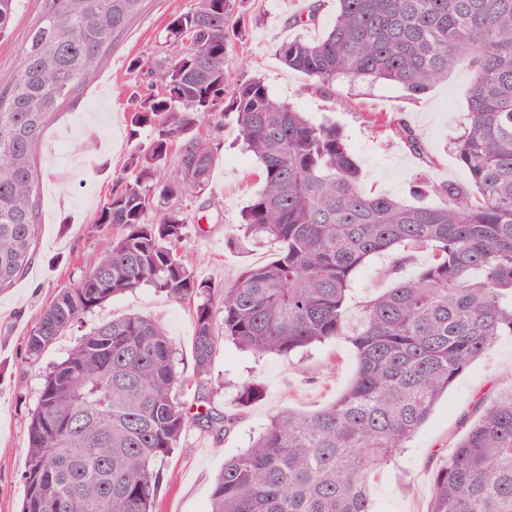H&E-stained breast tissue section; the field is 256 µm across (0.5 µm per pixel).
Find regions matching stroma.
Returning a JSON list of instances; mask_svg holds the SVG:
<instances>
[{
  "label": "stroma",
  "mask_w": 512,
  "mask_h": 512,
  "mask_svg": "<svg viewBox=\"0 0 512 512\" xmlns=\"http://www.w3.org/2000/svg\"><path fill=\"white\" fill-rule=\"evenodd\" d=\"M192 2L145 0L141 13L113 41L97 73L77 98L52 115L39 141L42 225L37 255L14 288L0 293V512H19L24 497L28 413L38 402L42 373L65 356L85 329L125 315L154 320L177 349V369L187 380L183 400L193 403L197 394L191 307L148 286L86 314L82 325L59 336L37 364L22 361L26 333L43 309L112 242L111 233L90 232L87 222L125 171L132 148L130 90L147 88L152 62L173 54L163 30L172 15L188 10ZM240 11L246 36L228 52V73L262 78L274 98L293 104L310 121L339 125L362 169L366 191L430 206L436 196L430 191L415 196L412 186L467 183L453 154L466 114L465 71L452 72L416 99L382 81L341 85L330 97L284 65L275 48L284 40L321 39L336 17V0H243ZM41 12L42 0H23L10 32L0 39V77L19 68L25 36ZM310 12L314 20L301 22V15ZM400 123L420 136L425 156L401 143L396 129ZM215 141L218 156L208 189L183 203L187 237L182 249L199 277L224 284L234 281L245 266L271 261L277 247L237 230L260 187V164L243 150L233 117L225 118ZM428 259L425 250L409 252L404 259L394 253L371 257L353 279L348 317H356L364 302L411 276ZM354 371L352 350L341 339L263 357L225 344L212 365V381L220 386L213 405L234 423L220 441L188 428L164 467L161 512H208L225 460L247 448L271 414L321 409L347 388ZM247 380L261 384L262 395L244 406L237 386ZM511 389L512 336H504L452 384L404 454L377 468L369 484L375 512H426L433 472L459 439L462 415L477 399H493Z\"/></svg>",
  "instance_id": "1"
}]
</instances>
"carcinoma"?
Segmentation results:
<instances>
[{
    "label": "carcinoma",
    "instance_id": "cac0c4a2",
    "mask_svg": "<svg viewBox=\"0 0 512 512\" xmlns=\"http://www.w3.org/2000/svg\"><path fill=\"white\" fill-rule=\"evenodd\" d=\"M20 4L0 0V37ZM142 4L43 0L18 72L0 81V291L36 253L35 144ZM239 8L240 0H194L165 26L164 41L178 50L151 68L159 92L131 94L126 173L88 222L118 234L25 339L33 365L86 313L150 286L193 305L196 413L181 400L176 349L158 324L135 315L100 322L42 374L21 512H158L163 469L185 431L219 440L233 424L211 406L224 342L260 356L331 339L352 348L348 387L315 412L272 415L249 448L224 461L209 512H373L374 469L407 448L463 372L512 336V0H337L323 38L277 49L328 95L342 80L386 81L415 99L452 71L468 73L455 155L469 183L434 187L432 206L365 191L339 126L312 123L259 78H231L226 56L245 32ZM228 115L261 166L242 231L276 244L277 256L216 285L181 250L182 200L207 189L217 160L199 125L216 132ZM143 127L154 130L144 144ZM398 135L425 156L410 127ZM417 248L431 250L427 264L365 302L349 326L354 272L374 255ZM461 423L426 512H512V391L476 402Z\"/></svg>",
    "mask_w": 512,
    "mask_h": 512
}]
</instances>
